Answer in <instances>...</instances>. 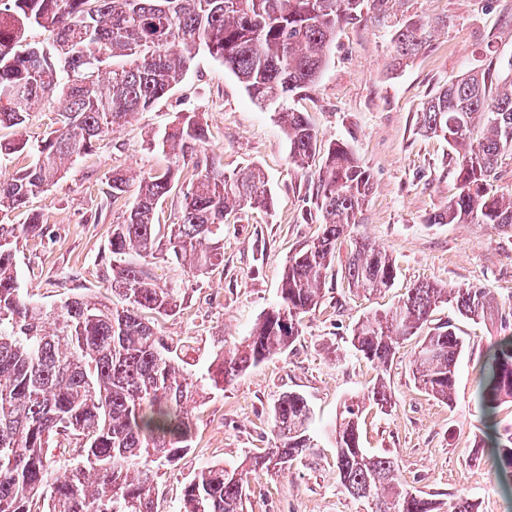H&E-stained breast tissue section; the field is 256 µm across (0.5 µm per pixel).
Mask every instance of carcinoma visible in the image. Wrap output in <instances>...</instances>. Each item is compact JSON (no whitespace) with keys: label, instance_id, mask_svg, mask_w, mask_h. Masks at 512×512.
<instances>
[{"label":"carcinoma","instance_id":"cac0c4a2","mask_svg":"<svg viewBox=\"0 0 512 512\" xmlns=\"http://www.w3.org/2000/svg\"><path fill=\"white\" fill-rule=\"evenodd\" d=\"M392 0H0V125L16 138L0 141V155L29 151L30 167L0 179V512H156L160 467L191 447L195 397L224 390L241 374L297 342L299 326L336 279L338 245L373 190L369 169L343 142H319L305 113L279 107L278 122L291 162L308 167L316 152L314 205L321 233L285 266L280 300L251 334L214 355L201 376L192 373L183 346L167 343L141 312L172 316L188 284H160L144 265L161 241L169 256L202 275L224 261L227 212L266 207L272 197L264 173L247 167L224 173L202 152L207 129L184 115L150 142L170 164L142 176L139 195L112 225L111 307L81 293L55 309L34 306L21 294L16 271L20 237H44L39 215L8 224V213L53 184L64 163L101 148L104 137L170 93L204 51L230 69L256 102L286 101L312 88L327 64L337 28L359 22L367 10L389 16ZM48 33L42 46L27 33ZM431 24L412 18L396 24L397 56H413L429 43ZM59 102L57 128L30 140L23 135L33 106ZM420 132L442 137L455 163L458 191L430 224L512 227V197L493 183L512 157V77L499 61L439 89L417 114ZM195 175L182 191L177 222L155 223L157 208L179 181L180 164ZM121 170L107 177L112 197L125 192ZM350 287L372 293L393 286L395 261L364 237L350 240L344 264ZM447 305L468 319H488L495 306L483 288H443L421 282L396 305L359 321L351 347L379 370L370 403L394 404L384 371L401 346ZM462 341L451 321L420 341L411 360L415 384L449 402ZM478 401L484 438L472 459L489 453L512 479V432L499 431V407L512 402V334L491 345ZM363 403L342 405L334 429L336 475L356 500L372 497L374 512H436V503L400 482L392 458L371 455L360 443ZM277 442L230 469L202 467L185 485L179 512H244L250 473L276 474L316 447L305 397L288 393L273 406ZM71 446L81 461L55 474L49 449Z\"/></svg>","mask_w":512,"mask_h":512}]
</instances>
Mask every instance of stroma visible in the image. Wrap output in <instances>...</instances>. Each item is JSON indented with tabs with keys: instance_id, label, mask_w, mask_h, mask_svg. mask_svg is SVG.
<instances>
[{
	"instance_id": "stroma-1",
	"label": "stroma",
	"mask_w": 512,
	"mask_h": 512,
	"mask_svg": "<svg viewBox=\"0 0 512 512\" xmlns=\"http://www.w3.org/2000/svg\"><path fill=\"white\" fill-rule=\"evenodd\" d=\"M409 17L430 21L435 32L428 47L400 60L394 27ZM492 58L512 60V0H400L387 18L337 31L316 85L289 106L305 113L322 143H346L371 172L373 192L346 234L384 248L397 277L393 287L372 295L337 277L320 307L303 317L293 348L193 403L191 447L158 473L159 512H175L185 483L201 467H234L274 445L273 405L289 392L308 401L316 448L284 472L250 478L245 512H366L336 477V416L344 401L366 394L377 377L349 339L359 319L390 308L422 281L489 289L500 314L474 322L450 307L436 309L434 323L453 321L463 341L452 402L438 401L415 385L410 370L415 344L407 342L386 375L395 404L385 412L366 405L361 444L369 453L390 456L411 490L442 507L464 496L476 503L477 512H512V496L501 493L490 463L469 457L482 429L476 399L481 365L490 342L512 333V229L428 223L455 193L456 175L447 142L416 129L418 112L439 87ZM193 112L208 130V153L220 155L225 173L259 166L273 198L270 207L227 215L224 262L213 271L188 275L163 252L148 267L159 282L189 285L182 310L155 323L159 335L189 345L199 373L222 345L249 336L278 303L289 256L321 230L319 217H302L314 183L291 163L273 106L256 104L222 62L199 54L167 96L107 134L93 155L67 164L58 182L11 213L9 221L22 224L36 213L48 228L46 237L23 239L17 246L18 283L28 301L56 308L80 290L121 305L105 260L112 226L133 204L142 174L169 163L166 154L150 148L149 139ZM115 169L129 178L118 198L105 184Z\"/></svg>"
}]
</instances>
